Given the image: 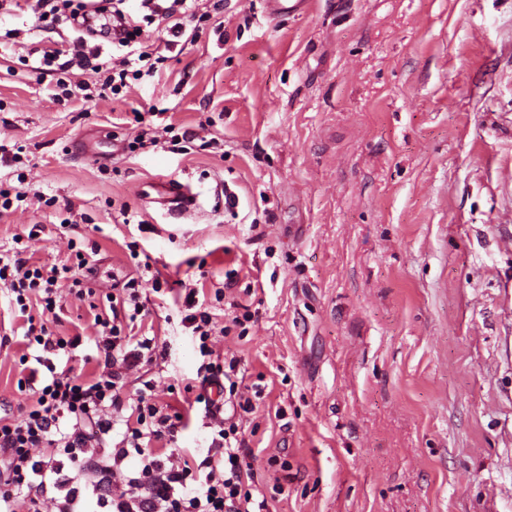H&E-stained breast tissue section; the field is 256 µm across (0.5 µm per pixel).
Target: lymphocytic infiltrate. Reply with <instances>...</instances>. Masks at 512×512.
Listing matches in <instances>:
<instances>
[{
	"mask_svg": "<svg viewBox=\"0 0 512 512\" xmlns=\"http://www.w3.org/2000/svg\"><path fill=\"white\" fill-rule=\"evenodd\" d=\"M34 27L47 28L70 24L79 35L73 41L70 58L61 50H47L41 63L54 67L57 100L71 99L72 68L103 73L104 78L84 100L117 95L142 70L158 71L166 58L159 50L144 43L147 25L167 22L172 37L182 36L185 23L194 19L197 7L191 0H140L137 11L115 9L112 12V46L117 55L111 67H103L99 46L89 44L81 29L91 14L100 12L98 0H34L31 7ZM57 270L30 267L20 253H0V285L8 288L19 310H27L32 296H39L46 311L57 306ZM190 311L184 317L187 327L199 338L204 358L203 383L232 380L235 369L227 368L224 358L209 346L216 324L205 302L188 297ZM101 328L100 347L105 352L103 366L89 382L78 381L70 373H54L45 378L35 402L18 419L0 417V512H17L22 491L43 494L62 491L71 505H93L102 512H269L266 494L255 481L253 468L243 467L245 440L233 417L220 416L210 408L207 392H195L193 384L186 391L195 392L196 403L205 405L209 418L211 443L205 458L198 462L175 459L172 454L183 426V415L170 404L155 402L147 391H140L131 405L133 425L127 426L112 450V462L121 465L129 455L140 458L138 469L126 477L120 495L107 497L100 487L83 488L74 478L62 475L38 451L42 448L63 450L80 467L93 468L85 448L121 424L123 372L138 361H153L157 344L149 337L125 334L120 321L95 315Z\"/></svg>",
	"mask_w": 512,
	"mask_h": 512,
	"instance_id": "f902f5d3",
	"label": "lymphocytic infiltrate"
}]
</instances>
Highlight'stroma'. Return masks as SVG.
Segmentation results:
<instances>
[{
	"instance_id": "obj_1",
	"label": "stroma",
	"mask_w": 512,
	"mask_h": 512,
	"mask_svg": "<svg viewBox=\"0 0 512 512\" xmlns=\"http://www.w3.org/2000/svg\"><path fill=\"white\" fill-rule=\"evenodd\" d=\"M76 36L0 9V143L20 153L0 185L26 195L0 208V251L22 236L30 263L72 266L79 248L94 268L91 296L62 277L54 313L32 309L77 341L57 370L93 378L94 315L142 277L133 332L164 355L128 372L123 400L148 381L190 409L178 445L205 457L183 390L203 362L182 322L193 288L230 328L212 346L239 394L263 392L237 422L257 484L282 487L270 512H512V0H310L276 18L224 0L161 73L60 102L31 50ZM137 112L184 150L75 149L131 140ZM167 180L199 209L168 217L145 193ZM22 323L0 290L2 417L35 399Z\"/></svg>"
}]
</instances>
